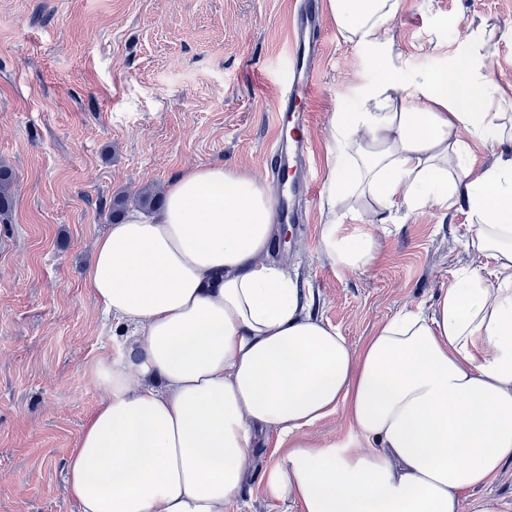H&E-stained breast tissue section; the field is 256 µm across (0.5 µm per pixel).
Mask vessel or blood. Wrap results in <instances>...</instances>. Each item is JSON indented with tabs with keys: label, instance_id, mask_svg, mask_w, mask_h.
Instances as JSON below:
<instances>
[{
	"label": "vessel or blood",
	"instance_id": "1",
	"mask_svg": "<svg viewBox=\"0 0 512 512\" xmlns=\"http://www.w3.org/2000/svg\"><path fill=\"white\" fill-rule=\"evenodd\" d=\"M323 33L320 0H299L291 23L288 83L277 92L274 100L275 111L289 114L294 125L288 136L279 137L268 152L265 164L276 191L277 219L282 224L306 221V213L299 206L310 175L308 124L302 106L315 85L316 47Z\"/></svg>",
	"mask_w": 512,
	"mask_h": 512
}]
</instances>
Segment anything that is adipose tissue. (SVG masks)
I'll use <instances>...</instances> for the list:
<instances>
[{"label": "adipose tissue", "instance_id": "1", "mask_svg": "<svg viewBox=\"0 0 512 512\" xmlns=\"http://www.w3.org/2000/svg\"><path fill=\"white\" fill-rule=\"evenodd\" d=\"M330 3L373 46L398 6ZM488 83L459 56L396 101L383 62L333 116L320 245L339 270L375 264L374 226L401 204L466 212L492 265L461 269L431 309L383 322L360 348L263 261L273 206L251 175L180 172L161 211L97 238L86 283L125 337L92 369L105 396L68 459L79 512H237L245 462L269 431L288 448L266 491L298 512H461L512 463V152L491 168L470 159L471 142H512ZM354 198L374 202L373 223H344ZM338 412L354 440L304 438Z\"/></svg>", "mask_w": 512, "mask_h": 512}]
</instances>
